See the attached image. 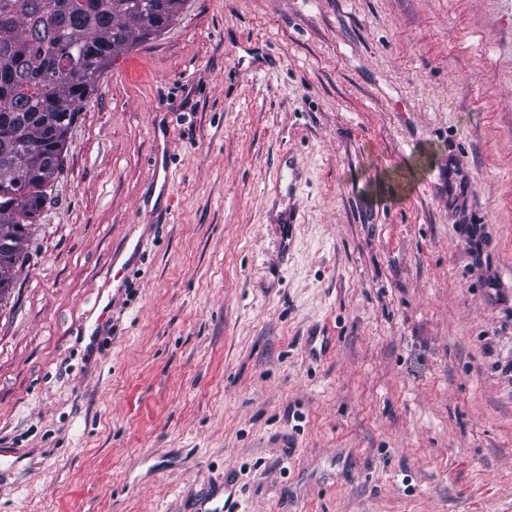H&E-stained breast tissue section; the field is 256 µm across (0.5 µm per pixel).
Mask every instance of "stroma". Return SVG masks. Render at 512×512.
<instances>
[{"mask_svg": "<svg viewBox=\"0 0 512 512\" xmlns=\"http://www.w3.org/2000/svg\"><path fill=\"white\" fill-rule=\"evenodd\" d=\"M227 488L512 512V0H184L84 101L0 299V512ZM136 245L133 243H128V245H125L124 249L121 252L113 253L112 255V277L106 278L103 283L98 288V295L97 299L98 302L103 298L105 292H108L107 294V304L105 308H110L112 306V299L116 298L119 293V288H124L125 281H124V274L127 270V267H125L126 262L129 260V258L132 256L136 249ZM130 252V257L126 261H122V257ZM115 271V272H114ZM112 285V294L108 291V289ZM113 288H116L115 292H113Z\"/></svg>", "mask_w": 512, "mask_h": 512, "instance_id": "obj_1", "label": "stroma"}]
</instances>
